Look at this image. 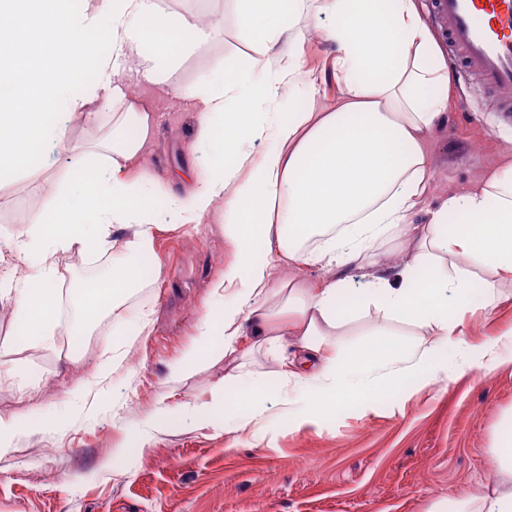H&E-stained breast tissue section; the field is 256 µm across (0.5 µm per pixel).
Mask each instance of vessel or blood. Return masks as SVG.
Returning <instances> with one entry per match:
<instances>
[{"label": "vessel or blood", "instance_id": "obj_1", "mask_svg": "<svg viewBox=\"0 0 512 512\" xmlns=\"http://www.w3.org/2000/svg\"><path fill=\"white\" fill-rule=\"evenodd\" d=\"M434 16L450 66L499 93V112L512 118V0H434Z\"/></svg>", "mask_w": 512, "mask_h": 512}]
</instances>
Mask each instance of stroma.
Instances as JSON below:
<instances>
[{
	"label": "stroma",
	"instance_id": "1",
	"mask_svg": "<svg viewBox=\"0 0 512 512\" xmlns=\"http://www.w3.org/2000/svg\"><path fill=\"white\" fill-rule=\"evenodd\" d=\"M167 11L195 22L200 46L175 69L172 82L207 83L216 70H244L255 39L238 24L236 0H164ZM320 16L299 50L306 68L322 73L313 103L335 104L344 91L332 61L333 45ZM448 111L429 137L432 185L427 207L460 192L512 159V122L494 110L496 97L471 76L453 73ZM130 98L159 112L158 126L132 165L151 171L162 189L182 194L203 165L195 114L158 87L122 77ZM121 104L100 99L69 122V145L0 180V277L20 280L32 261L9 243L33 211H46L56 183H77L71 149L100 137ZM150 288L128 308L73 337L44 347L19 333L11 299L0 297V416L23 427L0 456V512H430L443 499L505 489L512 477L496 462L498 435L512 424V348L491 373L462 368L453 376L426 371L425 387L396 394L371 409L353 404L315 426L283 420L253 434L252 412L240 406L225 421L224 404L242 386L227 379L221 348L204 354L178 380L170 370L198 339L212 289L236 258L224 232V205L199 224L154 228ZM146 313L135 333L133 316ZM337 339L344 356L375 344L377 333L398 332L404 343L422 339L416 326L390 321L372 306L353 305ZM473 347L512 332V285L497 292L492 315L472 309L464 323ZM245 352L244 370L277 383L281 348ZM169 409L164 426L153 419ZM207 412V423L197 415Z\"/></svg>",
	"mask_w": 512,
	"mask_h": 512
}]
</instances>
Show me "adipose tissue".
<instances>
[{
  "instance_id": "obj_1",
  "label": "adipose tissue",
  "mask_w": 512,
  "mask_h": 512,
  "mask_svg": "<svg viewBox=\"0 0 512 512\" xmlns=\"http://www.w3.org/2000/svg\"><path fill=\"white\" fill-rule=\"evenodd\" d=\"M237 2L240 25L260 44L248 70L216 71L204 87H165L191 104L200 140L215 156L195 173L188 193L172 196L151 172L129 171L158 115L127 102L119 78L135 58L138 77L158 82L161 69L177 67L194 49L195 27L158 0H0V15L11 21L0 32V173L21 166L35 148L50 153L67 142L70 115L92 94L127 103L110 132L79 148L73 167L84 171L83 185L63 183L49 213H33L26 224L22 246L39 261L30 284L9 283L5 291L28 333L53 343L66 298L81 328L122 308L147 286L144 263L154 254L157 222L200 223L220 200L238 259L214 285L219 316L205 317L173 378L191 371L213 342L233 358L242 332L259 347L290 336L302 361L284 379L302 403L281 395L280 412L314 425L349 400L371 408L402 387L406 373L447 369L460 354L472 367L495 370L504 337L471 348L462 326L472 293L491 314L496 288L512 282V163L425 209L432 179L427 139L448 110L452 80L414 0H319L315 9L334 20L324 36L345 91L317 112L305 104L320 94L323 76L279 47L294 19L313 9L309 0ZM91 67L92 94H74ZM254 141L264 146L256 156L247 148ZM422 209L426 223H409ZM452 214L463 218L461 230L450 229ZM389 234L413 241L409 262L392 266L374 255V243ZM98 250L111 253V271L89 287L64 289L58 256ZM271 254L297 268L321 266L329 277L311 286L273 284ZM362 261L370 273L356 290L351 271ZM477 262L491 278L477 276ZM228 285L236 288L229 303ZM352 294L426 329L427 338L411 347L382 341L337 358L339 310ZM432 512H512V490L446 499Z\"/></svg>"
}]
</instances>
